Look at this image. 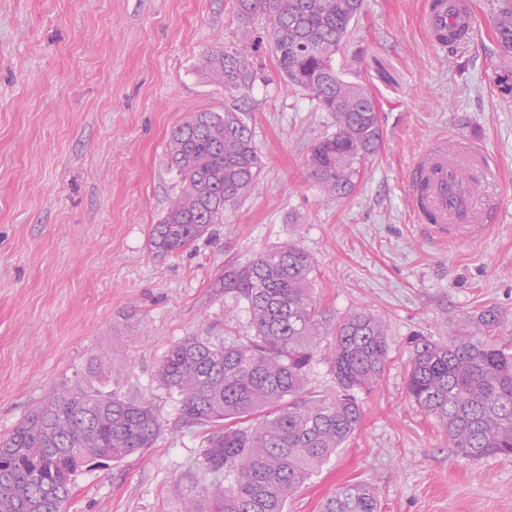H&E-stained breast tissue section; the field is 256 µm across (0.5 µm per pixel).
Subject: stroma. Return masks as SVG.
<instances>
[{"label": "stroma", "mask_w": 512, "mask_h": 512, "mask_svg": "<svg viewBox=\"0 0 512 512\" xmlns=\"http://www.w3.org/2000/svg\"><path fill=\"white\" fill-rule=\"evenodd\" d=\"M424 2L363 0L336 56L375 97L383 139L352 193L330 200L306 158L334 120L288 85L264 22H243L234 0H0V437L78 382L146 400L162 423L154 447L78 474L64 512H186L212 483L201 455L212 427L182 423L155 369L184 337L253 336L244 300L216 282L288 243L311 255L326 317L309 389L334 387L341 316L371 312L390 350L358 395V430L285 512H319L358 481L381 512H512V462L458 457L407 394L414 335L444 338L486 306L512 318V92L497 82L512 53L493 30L495 0H474L472 39L448 49L424 32ZM244 43L256 79L226 90L207 58ZM232 105L261 156L255 188L211 235L156 255L151 228L181 187L172 129ZM441 135L470 139L499 169L478 241H431L409 216L411 162Z\"/></svg>", "instance_id": "stroma-1"}]
</instances>
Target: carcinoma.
Masks as SVG:
<instances>
[{
    "instance_id": "cac0c4a2",
    "label": "carcinoma",
    "mask_w": 512,
    "mask_h": 512,
    "mask_svg": "<svg viewBox=\"0 0 512 512\" xmlns=\"http://www.w3.org/2000/svg\"><path fill=\"white\" fill-rule=\"evenodd\" d=\"M235 4L239 18L265 20L288 85L334 117L336 131L312 146L307 166L328 197L349 195L382 140L374 97L335 66L362 0ZM493 26L500 47L512 52V0H498ZM250 57L244 45L207 63L225 89L241 91L255 80ZM168 157L181 189L152 226L150 246L158 254L181 251L222 223L224 207L256 185L261 168L248 125L230 108L192 113L171 131ZM312 271L310 254L294 243L225 270L220 285L245 299L255 336L229 344L186 336L159 363L158 381L179 397L183 421L217 427L202 456L224 480L206 491V512H284L361 424L357 393L372 388L384 370L386 328L366 311L338 320L329 358L336 391L309 390L307 367L323 325ZM505 322L488 306L446 340L417 335L411 341L408 395L468 461L512 462V337H495ZM161 430L145 400L79 386L44 400L0 440V512H62L75 476L90 461H118L151 448ZM321 512H380L378 494L367 482L347 484Z\"/></svg>"
}]
</instances>
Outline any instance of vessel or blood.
<instances>
[{"label": "vessel or blood", "mask_w": 512, "mask_h": 512, "mask_svg": "<svg viewBox=\"0 0 512 512\" xmlns=\"http://www.w3.org/2000/svg\"><path fill=\"white\" fill-rule=\"evenodd\" d=\"M424 22L430 39L446 36L449 28L472 34L471 0H426ZM469 174L460 180L459 171ZM492 176L487 158L464 138L438 137L416 156L411 168L408 205L414 223L439 241L475 239L487 229L474 208Z\"/></svg>", "instance_id": "1"}]
</instances>
